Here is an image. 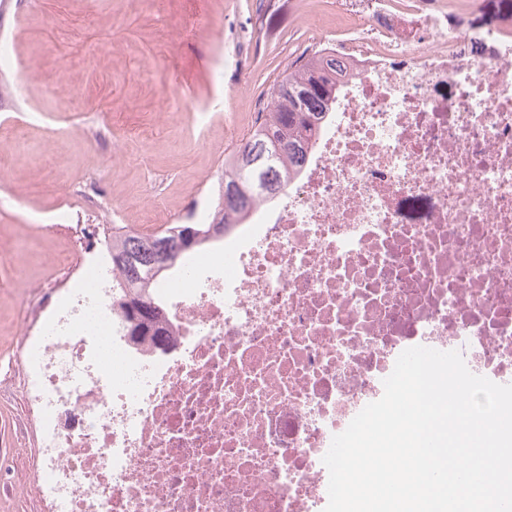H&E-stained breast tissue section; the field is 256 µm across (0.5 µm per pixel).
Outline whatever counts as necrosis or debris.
<instances>
[{"label":"necrosis or debris","instance_id":"obj_1","mask_svg":"<svg viewBox=\"0 0 512 512\" xmlns=\"http://www.w3.org/2000/svg\"><path fill=\"white\" fill-rule=\"evenodd\" d=\"M349 74L299 174L162 289L132 348L112 271L22 337L47 512H324L322 462L407 348L512 384V28L337 0Z\"/></svg>","mask_w":512,"mask_h":512}]
</instances>
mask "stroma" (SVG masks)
Returning a JSON list of instances; mask_svg holds the SVG:
<instances>
[{"label": "stroma", "mask_w": 512, "mask_h": 512, "mask_svg": "<svg viewBox=\"0 0 512 512\" xmlns=\"http://www.w3.org/2000/svg\"><path fill=\"white\" fill-rule=\"evenodd\" d=\"M336 23L333 0H0V196H18L0 204V512H44L20 336L104 261L113 229L210 212L275 78ZM215 96L223 118L197 138L193 108Z\"/></svg>", "instance_id": "obj_1"}]
</instances>
